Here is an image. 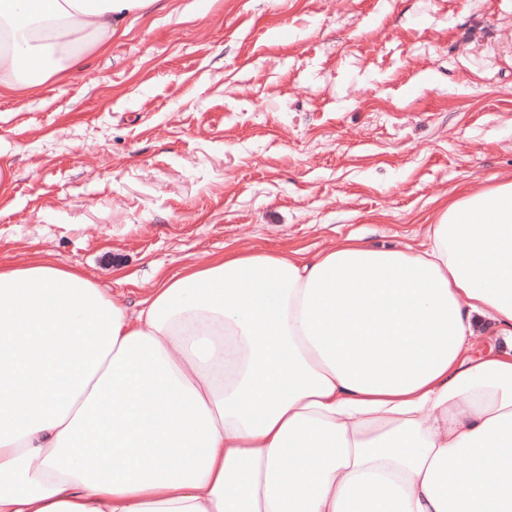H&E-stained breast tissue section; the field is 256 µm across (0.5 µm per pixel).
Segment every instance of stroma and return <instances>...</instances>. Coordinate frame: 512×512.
I'll return each instance as SVG.
<instances>
[{
	"label": "stroma",
	"instance_id": "1",
	"mask_svg": "<svg viewBox=\"0 0 512 512\" xmlns=\"http://www.w3.org/2000/svg\"><path fill=\"white\" fill-rule=\"evenodd\" d=\"M84 71L0 97V259L134 303L227 247L421 242L512 178V0H159Z\"/></svg>",
	"mask_w": 512,
	"mask_h": 512
}]
</instances>
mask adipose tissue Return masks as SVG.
<instances>
[{
    "mask_svg": "<svg viewBox=\"0 0 512 512\" xmlns=\"http://www.w3.org/2000/svg\"><path fill=\"white\" fill-rule=\"evenodd\" d=\"M157 0H0V96ZM0 512H512V180L419 246L228 249L135 306L0 262Z\"/></svg>",
    "mask_w": 512,
    "mask_h": 512,
    "instance_id": "1",
    "label": "adipose tissue"
}]
</instances>
